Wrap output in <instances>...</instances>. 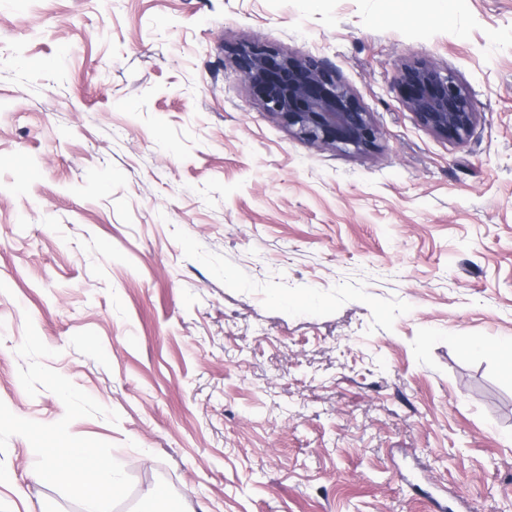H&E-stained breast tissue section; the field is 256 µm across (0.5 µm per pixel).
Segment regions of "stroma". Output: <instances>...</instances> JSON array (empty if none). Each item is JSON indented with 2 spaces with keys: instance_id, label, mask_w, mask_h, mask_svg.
<instances>
[{
  "instance_id": "1",
  "label": "stroma",
  "mask_w": 512,
  "mask_h": 512,
  "mask_svg": "<svg viewBox=\"0 0 512 512\" xmlns=\"http://www.w3.org/2000/svg\"><path fill=\"white\" fill-rule=\"evenodd\" d=\"M312 55L371 113L366 153L306 144L237 54ZM451 69L465 142L399 78ZM48 367L120 415L114 446L183 512H512V0H0V401ZM12 437L0 512H82Z\"/></svg>"
}]
</instances>
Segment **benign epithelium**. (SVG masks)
<instances>
[{"label":"benign epithelium","mask_w":512,"mask_h":512,"mask_svg":"<svg viewBox=\"0 0 512 512\" xmlns=\"http://www.w3.org/2000/svg\"><path fill=\"white\" fill-rule=\"evenodd\" d=\"M238 66L264 110L300 140L356 153L376 145L379 130L371 113L324 60L295 58L254 43L240 52ZM401 88L406 107L433 133L458 143L470 136L476 112L452 72L433 63L409 66Z\"/></svg>","instance_id":"benign-epithelium-1"}]
</instances>
